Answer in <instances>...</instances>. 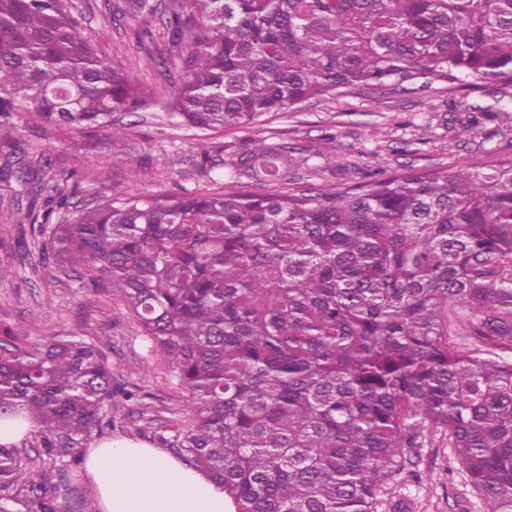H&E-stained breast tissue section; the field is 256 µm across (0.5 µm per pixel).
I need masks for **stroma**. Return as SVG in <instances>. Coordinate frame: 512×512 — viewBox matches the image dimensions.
Listing matches in <instances>:
<instances>
[{
    "mask_svg": "<svg viewBox=\"0 0 512 512\" xmlns=\"http://www.w3.org/2000/svg\"><path fill=\"white\" fill-rule=\"evenodd\" d=\"M150 10L130 11L128 0H60L81 36L128 73L148 100L140 112H117L112 124L86 131L48 124L15 109L0 121V143L12 142L31 164L51 159L46 174L75 206L99 202L112 186L150 194L195 192L297 193L364 184L378 174L485 166L512 159V87L473 78L430 87L366 89L312 99L294 110L266 116L250 128L199 130L166 109L174 68L164 17L178 0H149ZM472 124L471 136L456 135ZM288 149V171L269 185L246 177L223 181L227 157L251 150L254 140ZM207 141L209 158L197 150ZM334 151H327V141ZM26 196L0 183V323L19 331L21 344L60 336L100 347L122 387L97 441L131 440L169 451L186 397L161 353L150 350L141 327L104 282H91L56 260H37L40 240H30L33 261L21 260L18 227ZM411 460L380 493L375 512H488L457 462L443 432L424 434Z\"/></svg>",
    "mask_w": 512,
    "mask_h": 512,
    "instance_id": "35a3bbf8",
    "label": "stroma"
}]
</instances>
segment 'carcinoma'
I'll list each match as a JSON object with an SVG mask.
<instances>
[{
    "mask_svg": "<svg viewBox=\"0 0 512 512\" xmlns=\"http://www.w3.org/2000/svg\"><path fill=\"white\" fill-rule=\"evenodd\" d=\"M163 24L193 128L243 127L341 89L475 76L512 85V0H180ZM112 125L146 106L59 0H0V115ZM47 253L109 274L186 393L172 444L236 512H372L419 436L448 434L489 507L512 512V160L301 194L131 193L68 223L17 146ZM263 141L224 161L274 185ZM470 330L476 347L454 342ZM0 326V417L35 421L36 458L0 445V512H83V448L117 389L96 345L22 347Z\"/></svg>",
    "mask_w": 512,
    "mask_h": 512,
    "instance_id": "1",
    "label": "carcinoma"
}]
</instances>
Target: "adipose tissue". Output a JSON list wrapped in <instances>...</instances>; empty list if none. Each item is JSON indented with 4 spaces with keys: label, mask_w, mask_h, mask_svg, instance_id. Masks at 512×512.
Segmentation results:
<instances>
[{
    "label": "adipose tissue",
    "mask_w": 512,
    "mask_h": 512,
    "mask_svg": "<svg viewBox=\"0 0 512 512\" xmlns=\"http://www.w3.org/2000/svg\"><path fill=\"white\" fill-rule=\"evenodd\" d=\"M85 470L102 512H232L222 486L155 448L104 441L87 449Z\"/></svg>",
    "instance_id": "adipose-tissue-1"
}]
</instances>
